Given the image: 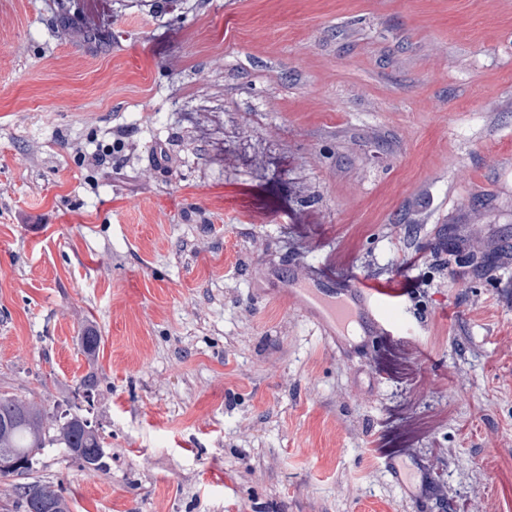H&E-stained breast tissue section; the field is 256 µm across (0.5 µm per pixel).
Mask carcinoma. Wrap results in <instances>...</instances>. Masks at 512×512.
<instances>
[{
    "label": "carcinoma",
    "mask_w": 512,
    "mask_h": 512,
    "mask_svg": "<svg viewBox=\"0 0 512 512\" xmlns=\"http://www.w3.org/2000/svg\"><path fill=\"white\" fill-rule=\"evenodd\" d=\"M83 350L90 365L96 364L99 336L87 332L81 336ZM50 445L67 448L81 466L102 469L98 459L103 456L99 434L89 428L85 417L78 413L64 416L49 414L31 399L13 394H0V467L1 477L29 476L37 464V455ZM19 499L23 512H40L38 504L47 502L53 512H70L68 499L49 483L33 481L20 486Z\"/></svg>",
    "instance_id": "obj_1"
}]
</instances>
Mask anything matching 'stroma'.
Here are the masks:
<instances>
[{"mask_svg":"<svg viewBox=\"0 0 512 512\" xmlns=\"http://www.w3.org/2000/svg\"><path fill=\"white\" fill-rule=\"evenodd\" d=\"M89 2L0 0V393L87 406L106 462L36 479L72 512H512V0ZM297 275L402 321L336 349Z\"/></svg>","mask_w":512,"mask_h":512,"instance_id":"1","label":"stroma"}]
</instances>
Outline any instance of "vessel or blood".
<instances>
[{
    "mask_svg": "<svg viewBox=\"0 0 512 512\" xmlns=\"http://www.w3.org/2000/svg\"><path fill=\"white\" fill-rule=\"evenodd\" d=\"M285 296L321 325L331 339L348 323H358L366 333L393 326L389 316L391 302L379 285L362 282L338 288L319 281L299 286L288 283Z\"/></svg>",
    "mask_w": 512,
    "mask_h": 512,
    "instance_id": "1",
    "label": "vessel or blood"
}]
</instances>
